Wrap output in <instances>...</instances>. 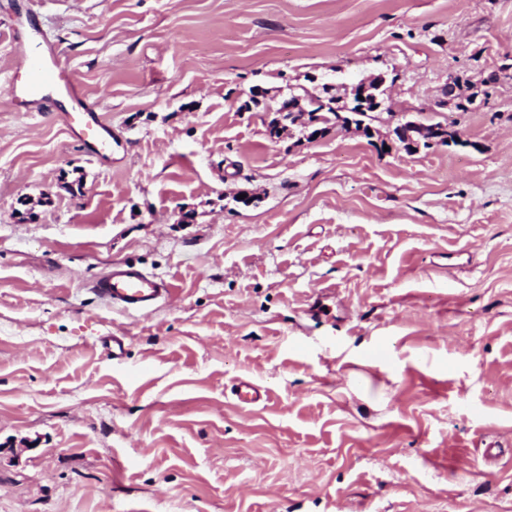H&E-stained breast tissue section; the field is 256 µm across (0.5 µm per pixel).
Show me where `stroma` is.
Instances as JSON below:
<instances>
[{"mask_svg":"<svg viewBox=\"0 0 512 512\" xmlns=\"http://www.w3.org/2000/svg\"><path fill=\"white\" fill-rule=\"evenodd\" d=\"M45 44L111 162L18 107ZM379 75L371 133L270 137ZM0 512H512V0H0ZM112 306L147 314L158 301L172 293V284L130 265H114L92 288Z\"/></svg>","mask_w":512,"mask_h":512,"instance_id":"35a3bbf8","label":"stroma"}]
</instances>
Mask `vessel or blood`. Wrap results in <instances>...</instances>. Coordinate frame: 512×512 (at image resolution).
<instances>
[{"label":"vessel or blood","instance_id":"1","mask_svg":"<svg viewBox=\"0 0 512 512\" xmlns=\"http://www.w3.org/2000/svg\"><path fill=\"white\" fill-rule=\"evenodd\" d=\"M26 78L16 90L21 106L37 105L49 112L70 134L93 145L95 151L112 146V130L101 119L96 105L75 79L69 77L62 54L52 47L39 48L23 62ZM97 295L127 312L149 313L172 293L170 282L130 265H116L93 285Z\"/></svg>","mask_w":512,"mask_h":512}]
</instances>
